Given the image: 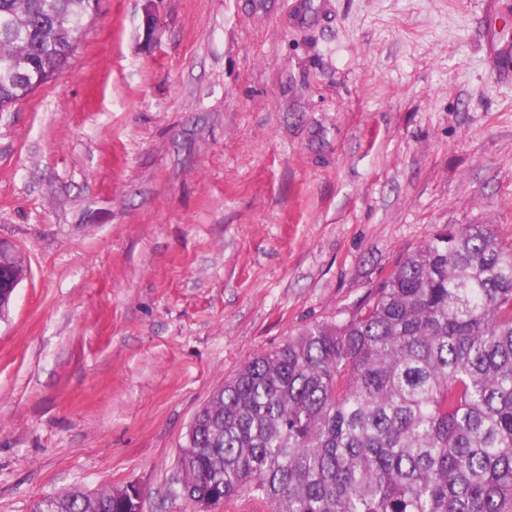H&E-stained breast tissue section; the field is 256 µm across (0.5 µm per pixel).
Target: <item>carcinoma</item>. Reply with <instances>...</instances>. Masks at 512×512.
<instances>
[{"label": "carcinoma", "instance_id": "1", "mask_svg": "<svg viewBox=\"0 0 512 512\" xmlns=\"http://www.w3.org/2000/svg\"><path fill=\"white\" fill-rule=\"evenodd\" d=\"M90 0H0V112L57 76ZM184 502L269 512H512V244L433 233L346 320L250 359L194 415ZM32 512H135L72 487Z\"/></svg>", "mask_w": 512, "mask_h": 512}]
</instances>
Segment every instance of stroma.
<instances>
[{"mask_svg":"<svg viewBox=\"0 0 512 512\" xmlns=\"http://www.w3.org/2000/svg\"><path fill=\"white\" fill-rule=\"evenodd\" d=\"M101 0L0 112V512L173 496L187 427L255 354L346 319L448 225L512 242V81L482 0ZM11 258L21 260L17 256L15 249L0 241V310L1 305L9 304L10 307L15 291L25 278L27 272L25 266L24 272L23 268L22 272H20L18 266H13L10 261ZM91 497L95 501H91ZM135 501L131 497L118 498L111 492L90 496L79 487H72L57 497L37 501L32 512H134Z\"/></svg>","mask_w":512,"mask_h":512,"instance_id":"obj_1","label":"stroma"}]
</instances>
